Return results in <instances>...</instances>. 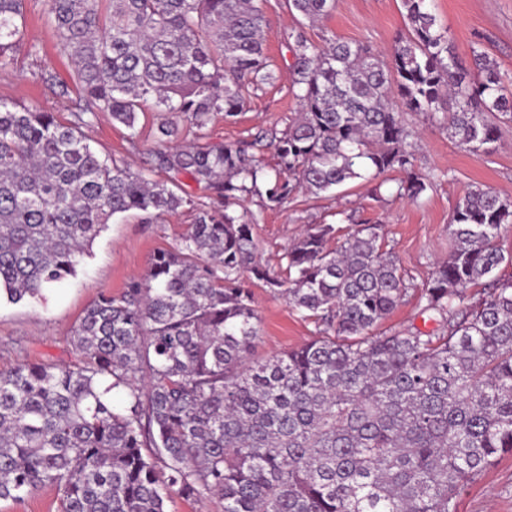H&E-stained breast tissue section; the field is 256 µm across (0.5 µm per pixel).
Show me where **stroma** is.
I'll use <instances>...</instances> for the list:
<instances>
[{
	"mask_svg": "<svg viewBox=\"0 0 512 512\" xmlns=\"http://www.w3.org/2000/svg\"><path fill=\"white\" fill-rule=\"evenodd\" d=\"M26 9L24 43L14 65L0 70V100L51 111L59 120L70 121L71 97L47 87L40 73L52 71L67 81L72 67L57 48L44 0H26ZM433 9L463 63H470L477 50L512 77V0H433ZM264 10L269 20L267 56L277 79L246 88L244 111L231 122L216 116L206 134L214 143L244 146L249 155L271 167L275 160L267 140L287 130L299 105L288 90L291 54L282 39L283 31L293 24L288 4L264 0ZM403 13L401 0H336L332 15L321 24L305 27L304 32L316 44L333 36L388 54L397 34L405 29ZM159 118L150 108L139 113L134 140L126 127L102 114L84 133L101 155L141 171L148 168L156 148L152 132ZM405 119L414 132V167L429 183L423 203L394 197L398 179L394 172L372 181L350 182L333 196L299 193L278 206L265 205L256 197L245 200L235 211L256 217L254 235L262 260L279 267L289 245L312 224L334 225L341 234L354 224H376L406 278L419 286L431 276L435 262L447 258L453 246L448 224L467 190L482 186L512 199V121L502 122L495 150L476 157L457 148L447 131L426 116L409 112ZM180 185L191 205L150 221L136 211L114 219L95 239L76 276L49 292L45 301H0V372L24 362H78L71 331L85 309L98 296L120 294L132 280L143 277L155 252L179 245L193 221L194 205L209 204L210 193L203 185L188 177ZM254 294L262 318L255 359L297 348L315 336L314 324L303 320L284 298L260 288ZM459 512H512V454L502 455L467 484Z\"/></svg>",
	"mask_w": 512,
	"mask_h": 512,
	"instance_id": "obj_1",
	"label": "stroma"
}]
</instances>
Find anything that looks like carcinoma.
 <instances>
[{
    "instance_id": "obj_1",
    "label": "carcinoma",
    "mask_w": 512,
    "mask_h": 512,
    "mask_svg": "<svg viewBox=\"0 0 512 512\" xmlns=\"http://www.w3.org/2000/svg\"><path fill=\"white\" fill-rule=\"evenodd\" d=\"M26 0H0V69L25 36ZM431 0H402L407 31L390 59L302 29L284 33L296 122L274 140L277 171L234 144L177 142L170 118L205 130L231 121L242 94L274 79L263 0H46L70 59L74 120L0 101V295L39 302L90 254L112 218H149L213 194L146 277L99 296L72 331L76 365L21 363L0 373V501L48 485L58 512H166L174 496L224 501V512H458L467 481L512 453V264L497 239L512 201L476 186L449 224L455 246L416 287L377 224L308 226L273 270L253 224L230 208L280 205L386 171L396 195L428 189L412 164V130L394 105L424 113L461 149L492 152L512 89L497 63L463 65ZM321 23L336 0H288ZM164 113L156 180L102 158L81 128L104 112L136 131ZM288 177H282V174ZM281 296L318 336L252 360L261 319L251 287ZM412 298L438 328L381 330Z\"/></svg>"
}]
</instances>
